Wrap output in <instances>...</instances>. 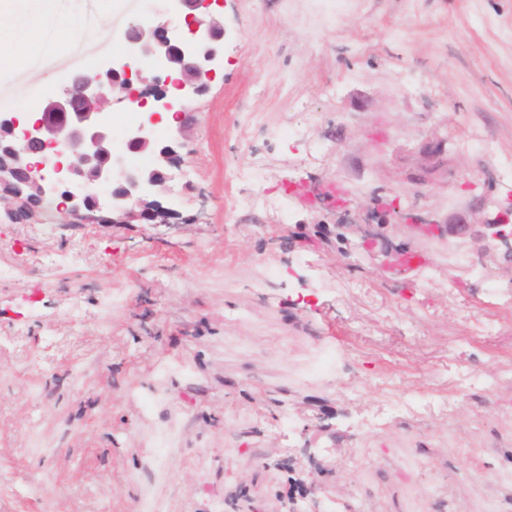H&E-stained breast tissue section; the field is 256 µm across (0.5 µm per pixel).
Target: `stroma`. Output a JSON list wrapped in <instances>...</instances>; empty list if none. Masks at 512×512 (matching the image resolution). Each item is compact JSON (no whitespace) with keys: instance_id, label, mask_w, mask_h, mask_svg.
<instances>
[{"instance_id":"obj_1","label":"stroma","mask_w":512,"mask_h":512,"mask_svg":"<svg viewBox=\"0 0 512 512\" xmlns=\"http://www.w3.org/2000/svg\"><path fill=\"white\" fill-rule=\"evenodd\" d=\"M148 8L61 0L0 113ZM223 21L170 224L0 217V512H512V0Z\"/></svg>"}]
</instances>
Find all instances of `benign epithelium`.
<instances>
[{"mask_svg":"<svg viewBox=\"0 0 512 512\" xmlns=\"http://www.w3.org/2000/svg\"><path fill=\"white\" fill-rule=\"evenodd\" d=\"M163 13L153 11L126 31L130 57L147 60L149 75L128 64L119 68L102 67L68 79L63 95L44 105L42 117L19 128L11 112L0 113V200L26 197L31 208L38 209L50 198L64 199L68 224H168L176 212L158 197L168 193L167 168L181 163L180 138L192 121L187 103L206 89V80L215 73V65L224 53V23L220 14L191 16L186 31L172 33ZM179 74L175 88L168 94L165 83ZM145 85L139 100L151 99L142 121L125 131L128 153L150 154L154 165L140 168L128 164L115 153L114 133L107 108L129 91L132 79ZM180 116L177 127L167 136L155 135L163 112ZM70 150L75 160L65 166L57 147ZM43 152L32 163V148ZM95 185L111 187L110 194L99 198L90 192Z\"/></svg>","mask_w":512,"mask_h":512,"instance_id":"7a95c632","label":"benign epithelium"}]
</instances>
